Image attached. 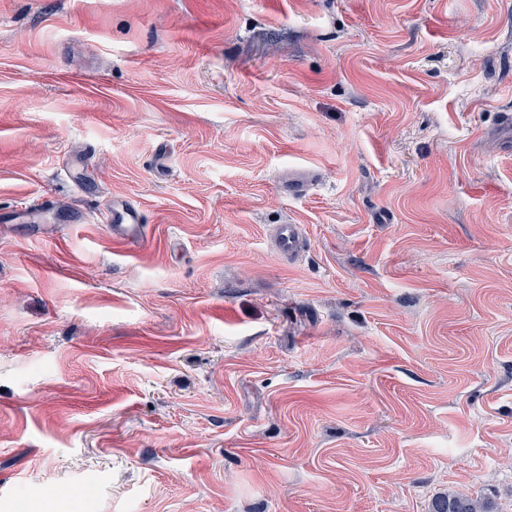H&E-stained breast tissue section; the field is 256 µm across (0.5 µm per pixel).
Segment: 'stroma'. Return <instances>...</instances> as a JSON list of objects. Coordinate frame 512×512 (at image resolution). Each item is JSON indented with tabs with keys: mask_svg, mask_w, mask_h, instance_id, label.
<instances>
[{
	"mask_svg": "<svg viewBox=\"0 0 512 512\" xmlns=\"http://www.w3.org/2000/svg\"><path fill=\"white\" fill-rule=\"evenodd\" d=\"M507 113L512 0H0V512H512ZM102 218L105 223L112 225V238L116 241L132 242L145 234L138 209L126 201L112 200L102 213ZM274 250L288 262L298 260L305 252L306 241L301 225L279 224L273 239ZM431 512H492L489 505L470 496L448 493L436 498Z\"/></svg>",
	"mask_w": 512,
	"mask_h": 512,
	"instance_id": "stroma-1",
	"label": "stroma"
}]
</instances>
